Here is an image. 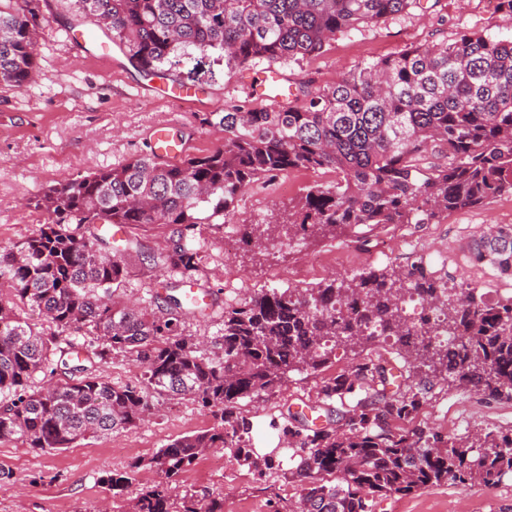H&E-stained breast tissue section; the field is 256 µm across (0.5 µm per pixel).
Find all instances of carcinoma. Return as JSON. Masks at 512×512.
I'll return each mask as SVG.
<instances>
[{
	"instance_id": "1",
	"label": "carcinoma",
	"mask_w": 512,
	"mask_h": 512,
	"mask_svg": "<svg viewBox=\"0 0 512 512\" xmlns=\"http://www.w3.org/2000/svg\"><path fill=\"white\" fill-rule=\"evenodd\" d=\"M41 0H0V85L28 86L37 71ZM80 18L105 29L146 77L196 81L206 60L235 73L257 60L300 64L336 34L383 23L420 0H76ZM224 129V146L168 163L137 156L118 168L65 179L35 207L39 233L0 251V442L35 451L131 431L152 399L194 398L220 418L212 430L159 449L151 464L173 480L210 448L272 469L248 448L239 402L279 389L291 372L317 373L337 353L345 369L320 386L318 404L271 421L300 457L296 512H371L377 497L452 481L486 488L512 478V431L456 438L414 423L434 382L512 399V298L487 302L420 258L380 273L340 276L315 288L261 289L224 310L222 356L185 333L191 305L180 283L157 282V309L115 296L129 274L127 243L112 254L98 224H162L168 245L141 260L193 284L203 225L232 215L249 184L298 169H331L336 181L310 188L264 224H243L238 243L262 249L281 236L346 235L396 224H434L445 213L512 195V38L464 32L453 42L411 46L343 74L330 85L295 87L276 110L249 98L198 116ZM432 160L426 164V157ZM472 256L512 275V225L475 241ZM418 299L420 314L405 305ZM26 307L52 331L20 313ZM90 337L61 381L34 389L60 344ZM448 336V342L439 340ZM380 343L398 358L363 355ZM124 353L142 367L136 384L114 386L96 364ZM336 484L323 483L324 476ZM129 512H224L222 498L175 507L164 486L140 493Z\"/></svg>"
}]
</instances>
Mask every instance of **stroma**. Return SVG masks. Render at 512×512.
Returning a JSON list of instances; mask_svg holds the SVG:
<instances>
[{
	"mask_svg": "<svg viewBox=\"0 0 512 512\" xmlns=\"http://www.w3.org/2000/svg\"><path fill=\"white\" fill-rule=\"evenodd\" d=\"M41 9L46 21L36 41L34 81L21 89L0 88V248L38 234L47 216L34 203L48 186L148 154L155 128L176 134L191 156L221 148L223 129L200 126L197 114L223 111L225 101L244 97L248 80L259 78L265 67L260 61L228 77L223 64H214V77L190 84L198 97L194 103L148 96L139 91L144 77L131 66L113 68L106 60L85 57L73 48L69 26L75 19V0H44ZM482 30L511 38L512 13L489 10L486 0H423L410 14L337 36L303 65L281 63L277 69L291 81L309 77L325 84L363 62ZM335 179L334 172L319 169L255 182L238 197L234 222L204 227L198 286L209 293L212 306L207 317L187 320L186 333L213 345L222 335L225 306L263 288H313L334 272L346 276L405 265L411 260L403 245L408 237L431 256L447 254L445 270L456 279L474 281L477 293L512 297V277L487 264L472 267L468 251L470 240L512 224L510 195L448 213L437 224L388 227L381 233L388 251L380 258L357 243L328 236L291 242L275 259L242 252L229 260L224 237L236 234L238 224L269 218L310 187ZM319 255L327 256L325 265L314 264ZM154 284V269L137 261L118 294L135 307L152 309ZM346 363V357H337L322 372L291 375L276 393L242 400L239 410L251 424L252 450L262 456L278 447L271 420L286 416L290 407L314 404L323 379ZM416 421L456 438L480 428L509 431L512 399H494L441 381L428 393ZM218 424V418L197 402L159 399L153 415L129 432L38 453L18 440L2 442L0 465L11 477L0 481V512H101L105 504L112 512H126L136 492L166 483L180 497L223 498L224 512H294L301 485L285 465L260 472L230 457L218 465L214 458L219 451L212 448L173 483L151 466L160 448ZM110 473L129 475L124 495L113 496L103 484V476ZM373 512H512V479L492 489L443 483L376 500Z\"/></svg>",
	"mask_w": 512,
	"mask_h": 512,
	"instance_id": "35a3bbf8",
	"label": "stroma"
}]
</instances>
